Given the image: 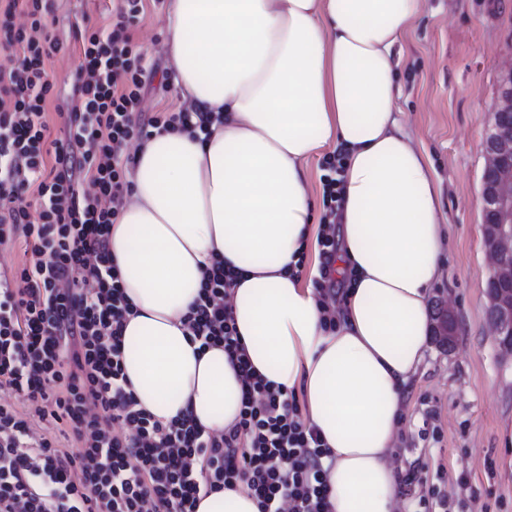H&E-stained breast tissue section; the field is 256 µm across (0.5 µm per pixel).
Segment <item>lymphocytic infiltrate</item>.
Wrapping results in <instances>:
<instances>
[{"mask_svg":"<svg viewBox=\"0 0 512 512\" xmlns=\"http://www.w3.org/2000/svg\"><path fill=\"white\" fill-rule=\"evenodd\" d=\"M145 0L75 24L81 63L59 96L49 60L64 49L54 0H0V512H196L200 493L244 489L260 512H331L324 443L301 392L256 375L226 299L242 271L213 255L182 323L201 348L223 347L241 379L236 422L209 432L185 415L139 408L124 372L134 312L110 250L131 191V141L219 112H145L152 73L134 30ZM312 286L336 327L351 271H336L344 156L322 163Z\"/></svg>","mask_w":512,"mask_h":512,"instance_id":"1","label":"lymphocytic infiltrate"}]
</instances>
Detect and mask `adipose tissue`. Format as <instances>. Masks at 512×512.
<instances>
[{
	"label": "adipose tissue",
	"mask_w": 512,
	"mask_h": 512,
	"mask_svg": "<svg viewBox=\"0 0 512 512\" xmlns=\"http://www.w3.org/2000/svg\"><path fill=\"white\" fill-rule=\"evenodd\" d=\"M424 0H169L162 47L181 103L223 113L210 134L157 132L138 149L112 254L135 313L124 370L161 421L235 422L241 381L182 319L212 253L244 269L230 298L257 374L302 390L326 445L333 512H393L404 396L432 336L446 247L434 168L396 114L395 49ZM346 151L340 257L355 274L324 331L288 266L313 222L308 160Z\"/></svg>",
	"instance_id": "ef3b65f1"
}]
</instances>
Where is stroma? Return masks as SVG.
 Returning a JSON list of instances; mask_svg holds the SVG:
<instances>
[{
    "instance_id": "1",
    "label": "stroma",
    "mask_w": 512,
    "mask_h": 512,
    "mask_svg": "<svg viewBox=\"0 0 512 512\" xmlns=\"http://www.w3.org/2000/svg\"><path fill=\"white\" fill-rule=\"evenodd\" d=\"M168 5L161 0L135 31L156 71L141 108L168 111L171 67L162 49ZM512 57V0H425L400 50L395 87L401 121L429 156L448 217L444 276L431 304L451 308L452 347L432 342L405 396L406 423L392 461L422 471L427 512H512V359L487 321V262L479 195L483 143L501 65Z\"/></svg>"
}]
</instances>
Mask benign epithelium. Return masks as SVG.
<instances>
[{"mask_svg": "<svg viewBox=\"0 0 512 512\" xmlns=\"http://www.w3.org/2000/svg\"><path fill=\"white\" fill-rule=\"evenodd\" d=\"M498 99L484 140L480 207L488 258L486 314L500 350L512 354V63L502 67ZM451 310L441 312L436 335L455 336Z\"/></svg>", "mask_w": 512, "mask_h": 512, "instance_id": "benign-epithelium-1", "label": "benign epithelium"}]
</instances>
